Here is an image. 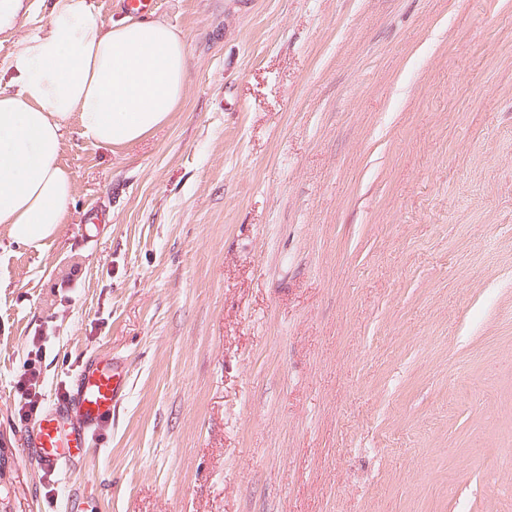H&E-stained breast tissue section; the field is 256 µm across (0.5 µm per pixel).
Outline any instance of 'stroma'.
Wrapping results in <instances>:
<instances>
[{"label": "stroma", "instance_id": "35a3bbf8", "mask_svg": "<svg viewBox=\"0 0 512 512\" xmlns=\"http://www.w3.org/2000/svg\"><path fill=\"white\" fill-rule=\"evenodd\" d=\"M151 15L178 112L72 137L42 247L0 228V512H512V0ZM103 353L126 400L42 469L20 374L48 406ZM18 391L21 392V398L24 400L19 409L22 416H32L39 411V392L40 387V372L32 363L26 366L24 372L20 375L17 381Z\"/></svg>", "mask_w": 512, "mask_h": 512}]
</instances>
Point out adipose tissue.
<instances>
[{
  "label": "adipose tissue",
  "instance_id": "1",
  "mask_svg": "<svg viewBox=\"0 0 512 512\" xmlns=\"http://www.w3.org/2000/svg\"><path fill=\"white\" fill-rule=\"evenodd\" d=\"M24 0H0V34L14 37L0 86V225L38 247L67 220L76 185L62 162L70 127L124 148L177 112L187 92L181 30L127 15L103 23L91 0H51L47 20L18 35Z\"/></svg>",
  "mask_w": 512,
  "mask_h": 512
}]
</instances>
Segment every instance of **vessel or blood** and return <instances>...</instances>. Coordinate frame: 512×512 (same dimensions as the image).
<instances>
[{"label":"vessel or blood","mask_w":512,"mask_h":512,"mask_svg":"<svg viewBox=\"0 0 512 512\" xmlns=\"http://www.w3.org/2000/svg\"><path fill=\"white\" fill-rule=\"evenodd\" d=\"M128 371L116 356L96 355L82 365L71 393L42 414L31 442L45 470L85 460L93 437L124 401Z\"/></svg>","instance_id":"1"}]
</instances>
